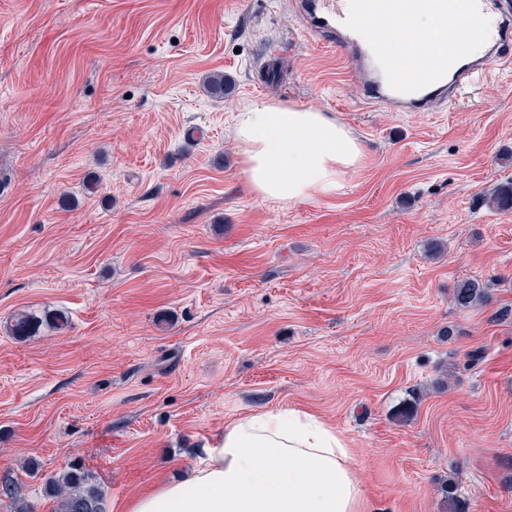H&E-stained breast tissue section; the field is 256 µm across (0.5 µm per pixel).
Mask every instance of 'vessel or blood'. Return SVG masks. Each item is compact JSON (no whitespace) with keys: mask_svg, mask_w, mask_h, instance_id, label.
Listing matches in <instances>:
<instances>
[{"mask_svg":"<svg viewBox=\"0 0 512 512\" xmlns=\"http://www.w3.org/2000/svg\"><path fill=\"white\" fill-rule=\"evenodd\" d=\"M447 38L438 60L421 56L413 65L384 57L367 27L372 15H400L403 0H298L297 9L307 29L335 48L343 60L363 74L369 103L397 112L445 110L456 90L466 81L512 62V0H467L465 8L449 14L448 0H432ZM493 14L495 24L483 49L461 56L460 39L470 31L477 16Z\"/></svg>","mask_w":512,"mask_h":512,"instance_id":"vessel-or-blood-1","label":"vessel or blood"}]
</instances>
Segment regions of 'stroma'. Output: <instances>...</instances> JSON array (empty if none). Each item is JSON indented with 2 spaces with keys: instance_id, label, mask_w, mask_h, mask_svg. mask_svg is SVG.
Masks as SVG:
<instances>
[{
  "instance_id": "obj_1",
  "label": "stroma",
  "mask_w": 512,
  "mask_h": 512,
  "mask_svg": "<svg viewBox=\"0 0 512 512\" xmlns=\"http://www.w3.org/2000/svg\"><path fill=\"white\" fill-rule=\"evenodd\" d=\"M259 100L362 141L339 193L249 190ZM509 182L512 69L393 112L290 0H0V473L33 512L74 466L110 504L292 408L346 441L361 512H442L447 481L512 512ZM465 279L487 300L456 305ZM20 311L68 325L21 340Z\"/></svg>"
}]
</instances>
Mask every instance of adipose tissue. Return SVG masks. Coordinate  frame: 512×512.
Here are the masks:
<instances>
[{"instance_id":"adipose-tissue-1","label":"adipose tissue","mask_w":512,"mask_h":512,"mask_svg":"<svg viewBox=\"0 0 512 512\" xmlns=\"http://www.w3.org/2000/svg\"><path fill=\"white\" fill-rule=\"evenodd\" d=\"M408 20L426 45L390 40L387 55L411 61L438 48L429 0H412ZM234 133L240 165L261 200L295 204L342 190L364 148L351 131L313 106L267 100L239 108ZM362 496L351 450L315 415L295 409L254 412L224 427L220 446L184 480L166 481L119 504L118 512H359Z\"/></svg>"}]
</instances>
